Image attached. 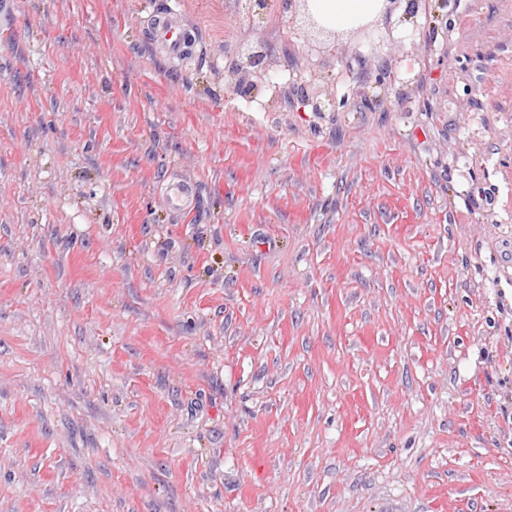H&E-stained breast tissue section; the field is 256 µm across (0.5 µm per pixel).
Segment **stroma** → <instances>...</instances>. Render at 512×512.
<instances>
[{
	"label": "stroma",
	"mask_w": 512,
	"mask_h": 512,
	"mask_svg": "<svg viewBox=\"0 0 512 512\" xmlns=\"http://www.w3.org/2000/svg\"><path fill=\"white\" fill-rule=\"evenodd\" d=\"M10 2L0 512H512V0ZM385 1L397 2V0H250L249 14L252 19L256 17L264 19L273 8H276L282 23L290 32L295 28L299 15L312 22L303 8L308 2L310 13L324 30L341 34L351 32L375 20L384 12ZM312 24L315 25L314 22ZM155 33L158 39L166 44L172 57L180 56L188 48L189 35L166 17L158 16ZM268 52L266 46L261 42H253L242 47L238 51L237 58L233 66L228 69L227 74L224 70V81L228 83L236 80V76L243 69L254 68L252 73L257 78L265 77L266 67L264 65Z\"/></svg>",
	"instance_id": "1"
}]
</instances>
